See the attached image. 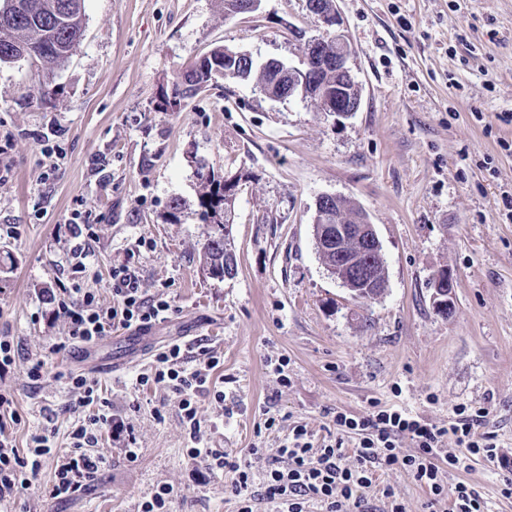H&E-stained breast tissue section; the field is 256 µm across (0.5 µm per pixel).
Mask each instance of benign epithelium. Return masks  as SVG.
Here are the masks:
<instances>
[{
    "instance_id": "obj_1",
    "label": "benign epithelium",
    "mask_w": 512,
    "mask_h": 512,
    "mask_svg": "<svg viewBox=\"0 0 512 512\" xmlns=\"http://www.w3.org/2000/svg\"><path fill=\"white\" fill-rule=\"evenodd\" d=\"M317 19L323 24V36L304 43L301 48L302 66L276 62V67L271 69V82L262 88V92L273 99L281 98L279 86L286 78L288 95L311 97L323 105V111L348 118L358 110L361 101L359 84L348 66L350 49L344 36L336 30L340 21L335 12H321ZM328 34L336 40V55L326 58L322 68L336 73V83L319 84L314 79L312 60ZM344 212L345 202L341 196L325 194L316 201L314 223L319 225L320 252L325 269L341 282L351 297L363 292L375 297L377 293L372 288L376 283V261L382 259L379 237L365 214L358 213L348 224L342 219ZM454 288V277L447 271L437 275L433 281V296L439 309L445 313L450 311Z\"/></svg>"
}]
</instances>
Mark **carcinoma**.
<instances>
[{"label": "carcinoma", "instance_id": "carcinoma-1", "mask_svg": "<svg viewBox=\"0 0 512 512\" xmlns=\"http://www.w3.org/2000/svg\"><path fill=\"white\" fill-rule=\"evenodd\" d=\"M54 0H4L0 8V63L30 59L50 72L65 63L79 43L85 25L84 0H67L69 9L60 19L51 17ZM224 69V48L216 47L173 82L171 93L164 94L160 108L174 111L185 87L207 88L214 72ZM199 206L206 224L215 226L202 244L203 270L212 277L224 278V256L229 252L224 241V181L215 177L210 165L197 161Z\"/></svg>", "mask_w": 512, "mask_h": 512}]
</instances>
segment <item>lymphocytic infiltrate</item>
I'll list each match as a JSON object with an SVG mask.
<instances>
[{
	"label": "lymphocytic infiltrate",
	"mask_w": 512,
	"mask_h": 512,
	"mask_svg": "<svg viewBox=\"0 0 512 512\" xmlns=\"http://www.w3.org/2000/svg\"><path fill=\"white\" fill-rule=\"evenodd\" d=\"M65 229L75 241V262L70 270L71 295L58 301L55 314L65 321L71 344L93 343L106 336L116 322L125 327L143 328L164 319L168 303L144 300L135 271L126 265L113 268L111 273L116 306L100 308L95 295L82 288L90 273L87 244L94 237L89 214L73 212ZM182 356L181 345H170L158 358L160 366L153 381L172 387L181 396L182 421L188 424L193 443L189 456L202 461L209 469L232 473L231 492L238 499V512H253V498L247 490L252 468L259 463L264 464L267 473L263 496L278 504V512H304L306 503L312 499L322 504L324 512H371L364 491L371 487L373 471L377 468L401 469L411 474L428 490L431 505L449 498L453 501L452 512H485L477 492L462 482L446 488L440 477L441 467L458 470L465 464V456L442 452L440 445L447 439L464 448L465 455L499 458L500 450L492 436L475 431L476 425L487 415L485 408H458L454 421L442 427L389 407H375L362 417L337 413L336 425L341 431H357L362 435L356 449L357 464L353 467L345 464L340 445L314 447L303 426L293 428L277 457H264L260 449L254 448L250 459L242 460L199 447L197 398L210 394L215 400H223V391L210 388V373L219 367L220 361L212 356L204 366L188 369L179 365ZM107 421V414L99 411L90 416L88 422L75 427L71 451L57 462L56 480L50 491L52 497L75 493L97 479L105 457L94 449L97 442L94 428ZM405 435L415 441V453L399 454L396 440ZM34 442V448L25 455L0 442V502L12 497L18 489L29 487L38 475L41 459L51 447L45 436L35 437Z\"/></svg>",
	"instance_id": "1"
}]
</instances>
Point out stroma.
Here are the masks:
<instances>
[{
	"label": "stroma",
	"instance_id": "stroma-1",
	"mask_svg": "<svg viewBox=\"0 0 512 512\" xmlns=\"http://www.w3.org/2000/svg\"><path fill=\"white\" fill-rule=\"evenodd\" d=\"M335 5L361 88L346 119L308 98L271 99L252 78H220L178 111L157 109L217 46L299 64L321 33L307 0H261L235 16L222 0H85L84 36L64 66L46 76L26 59L0 63V336L16 361L0 394L20 415L0 439L22 454L36 435L52 443L11 512H141L163 486L174 490L171 512H235L231 474L187 453L179 395L139 383L176 342L186 367L206 350L222 359L212 379L223 401L198 399L204 447L272 456L302 425L314 447L342 441L352 466L360 437L334 416L366 415L377 401L439 426L459 407H485L477 433L512 459V0ZM43 78L51 92L41 97ZM200 158L236 184L230 279L202 268L211 227L198 206ZM324 194L374 225L387 279L378 299L353 300L327 274L313 228ZM77 209L94 226L96 275L85 285L99 306L116 304L110 272L120 265L136 271L144 297L171 306L148 327L151 355L113 377L89 373L54 314L70 285L63 226ZM10 226L19 237L4 235ZM442 271L456 281L447 314L432 299ZM74 374L95 385L94 405H79ZM101 402L125 423L118 437L98 431L107 465L71 497L51 498L73 428ZM511 473L476 457L441 478L474 488L486 512H512L500 494ZM386 484L406 512H429L428 492L402 470L377 472L366 489L376 512L388 510Z\"/></svg>",
	"mask_w": 512,
	"mask_h": 512
}]
</instances>
